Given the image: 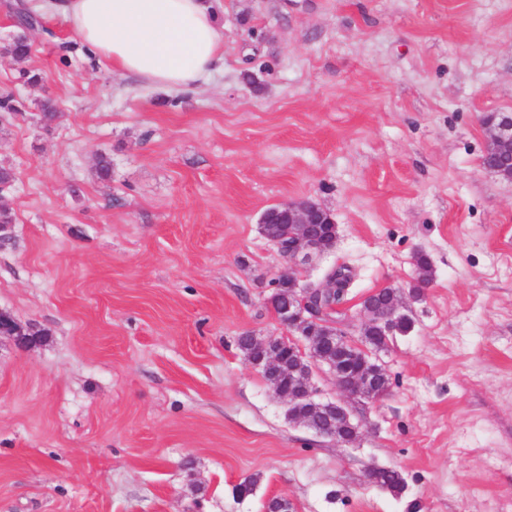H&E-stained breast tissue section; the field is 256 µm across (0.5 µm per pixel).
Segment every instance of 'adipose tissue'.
<instances>
[{"label":"adipose tissue","mask_w":512,"mask_h":512,"mask_svg":"<svg viewBox=\"0 0 512 512\" xmlns=\"http://www.w3.org/2000/svg\"><path fill=\"white\" fill-rule=\"evenodd\" d=\"M122 75L172 91L204 83L224 65L212 0H38Z\"/></svg>","instance_id":"ef3b65f1"}]
</instances>
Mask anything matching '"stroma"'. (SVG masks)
<instances>
[{
  "mask_svg": "<svg viewBox=\"0 0 512 512\" xmlns=\"http://www.w3.org/2000/svg\"><path fill=\"white\" fill-rule=\"evenodd\" d=\"M214 8L224 66L188 90L113 73L59 16L0 55V311L40 334L0 338V512H512V182L480 163L483 114H512V0ZM300 196L337 239L297 275L349 267L351 336L361 298L433 267L351 444L289 422L237 347L285 333L259 218Z\"/></svg>",
  "mask_w": 512,
  "mask_h": 512,
  "instance_id": "1",
  "label": "stroma"
}]
</instances>
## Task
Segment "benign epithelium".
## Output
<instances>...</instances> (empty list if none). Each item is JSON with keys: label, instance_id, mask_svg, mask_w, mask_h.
I'll list each match as a JSON object with an SVG mask.
<instances>
[{"label": "benign epithelium", "instance_id": "1", "mask_svg": "<svg viewBox=\"0 0 512 512\" xmlns=\"http://www.w3.org/2000/svg\"><path fill=\"white\" fill-rule=\"evenodd\" d=\"M488 145L481 166L496 175L512 180V114L490 113L482 116ZM268 224L285 225L288 242L280 247L270 239L288 261L289 269L282 278L292 285L288 298V314H277L280 323L291 331L298 328L301 336L252 337L258 354L248 362L268 378V385L286 407L288 416L316 435L346 442L345 431H358L351 421L349 402L375 401L384 395L378 387V377L384 373L376 362L360 361L355 353L341 348L334 353V337L354 346L348 333L328 315L323 307V295L310 285L302 286L296 269L308 265L314 257L329 252L336 241V228L322 229L335 224L332 214L315 200L304 196L279 203L266 209L260 218V229ZM403 300L377 305L366 298L359 310L361 333L392 332L393 325L405 318L401 313ZM7 336L21 347L38 342L32 331L23 328L11 316L0 312V337ZM326 369L333 378L337 396L327 398L314 382L315 372Z\"/></svg>", "mask_w": 512, "mask_h": 512}]
</instances>
